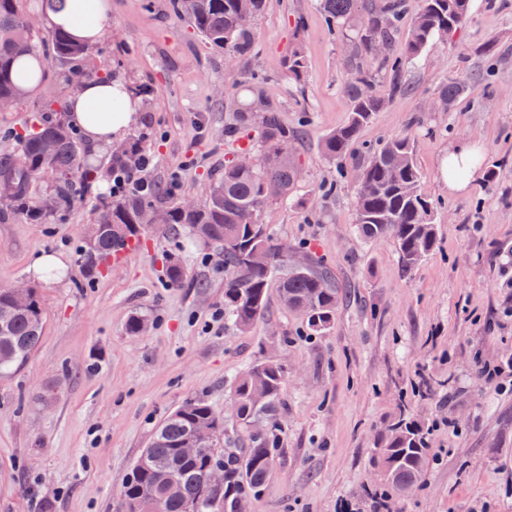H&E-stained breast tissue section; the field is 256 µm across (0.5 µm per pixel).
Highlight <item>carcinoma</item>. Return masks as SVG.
<instances>
[{
    "label": "carcinoma",
    "instance_id": "1",
    "mask_svg": "<svg viewBox=\"0 0 512 512\" xmlns=\"http://www.w3.org/2000/svg\"><path fill=\"white\" fill-rule=\"evenodd\" d=\"M22 0H0V99L23 100L24 84L41 80L26 57L39 55L54 65L56 80L68 85L72 69L92 51L64 32L52 34L36 45ZM242 0H170L174 14L186 20L204 43L229 60L256 54L254 26L242 17ZM328 31L349 43L347 65L353 76L346 85L351 99L348 122L321 142L323 156L336 164V181L357 170L356 229L365 241L393 240L402 268L412 271L437 245L436 207L422 191L423 173L406 135L393 137L378 147H358L362 130L385 105L373 85L377 77L390 78V91L400 94L405 65L419 58L437 37L464 26L471 14V0H421L408 19V0H319ZM388 52H372L376 43ZM403 42V52L395 44ZM288 73L301 77L306 69L303 47L293 44L285 59ZM266 76L252 73L224 99V174L209 188L205 200L191 208L169 199L166 189L149 196L116 200L95 199L98 211L95 242L83 251L91 270L123 252L144 233L159 229L176 234L182 228L203 246L224 247V314L241 330L248 329L267 307L269 288L276 287L281 303L306 322L313 335L326 331L342 301V292L331 286L329 272L307 257L276 256L267 264H251L248 254L262 249L272 254L277 246L262 214L272 204L265 187L275 182L288 194L301 175L295 154L299 131L288 128L281 107L262 90ZM467 91L465 81L450 79L437 90L443 109L450 108ZM265 102L257 113L256 100ZM65 101L44 102L24 132L15 134L0 150V178L10 180L15 191L5 210L42 223L68 213L79 201L92 198L93 168L85 157L82 139L64 118ZM258 129L257 163L242 167L236 158L251 149L241 147L246 128ZM55 197V211L47 215L39 206L44 193ZM165 223L156 224L159 212ZM44 311L36 288L28 299L15 301L11 289L0 288V377L18 369L42 339ZM288 377L286 365L263 360L237 375L230 385L232 422L248 432L246 446L206 443L190 456L184 442L201 428L214 427L226 436L227 419L199 398H188L155 428L123 483L118 512H239V505L257 497L274 468L280 441L281 395ZM429 426L399 410L379 435L370 456V467L382 484L384 496L405 495L421 483L428 466ZM223 470L224 483L216 488L208 476Z\"/></svg>",
    "mask_w": 512,
    "mask_h": 512
}]
</instances>
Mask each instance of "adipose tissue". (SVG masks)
Returning a JSON list of instances; mask_svg holds the SVG:
<instances>
[{
    "label": "adipose tissue",
    "mask_w": 512,
    "mask_h": 512,
    "mask_svg": "<svg viewBox=\"0 0 512 512\" xmlns=\"http://www.w3.org/2000/svg\"><path fill=\"white\" fill-rule=\"evenodd\" d=\"M112 13V0H65L63 7L47 11L43 22L51 30H61L78 43L100 41ZM69 121L92 149L120 137L137 118L139 98L121 80H91L84 83L68 101Z\"/></svg>",
    "instance_id": "ef3b65f1"
}]
</instances>
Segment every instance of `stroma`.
<instances>
[{
	"mask_svg": "<svg viewBox=\"0 0 512 512\" xmlns=\"http://www.w3.org/2000/svg\"><path fill=\"white\" fill-rule=\"evenodd\" d=\"M169 3L112 0L92 48L101 71L141 94L129 135L153 155L154 179L179 174L176 200L202 202L224 171V98L240 76L267 72L265 94L304 135L291 200L270 205L263 220L330 271L346 298L330 329L311 335L273 289L265 314L242 332L222 314L223 262L188 233L149 232L91 275L79 254L97 217L91 204L46 224L1 218L0 287H35L45 323L39 347L0 378V512H115L155 426L190 397L227 411L229 380L264 359L288 366L281 451L247 512H337L344 499L369 512L371 448L402 408L442 427L429 437L422 484L390 498V512H512V390L480 376L484 363H512V286L501 273L512 260V0H473L461 31L406 66L405 94L375 87L387 103L362 141L411 134L422 190L438 207L437 246L408 275L392 240L358 236L352 183L322 192L337 181L320 144L348 119L351 71L319 0H267L258 54L231 65ZM296 40L307 60L298 81L283 66ZM451 77L467 79V94L433 111L437 85ZM58 95L71 91L46 74L0 112V134L24 128ZM461 141L482 148L479 178L452 194L446 159ZM50 251L63 263L46 280L32 262ZM173 256L187 270L178 287L165 277ZM135 315L146 327L133 336ZM51 384L49 404L38 403Z\"/></svg>",
	"mask_w": 512,
	"mask_h": 512,
	"instance_id": "1",
	"label": "stroma"
}]
</instances>
